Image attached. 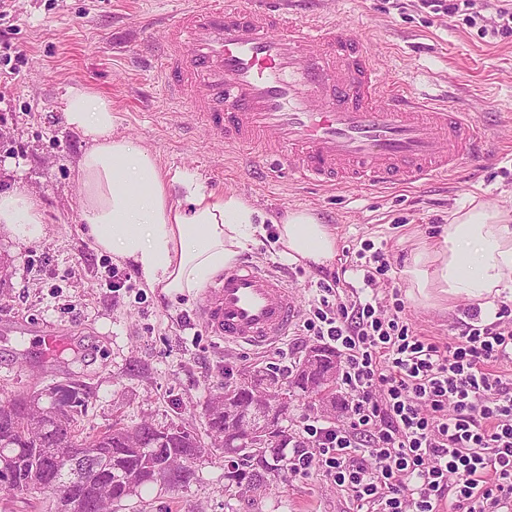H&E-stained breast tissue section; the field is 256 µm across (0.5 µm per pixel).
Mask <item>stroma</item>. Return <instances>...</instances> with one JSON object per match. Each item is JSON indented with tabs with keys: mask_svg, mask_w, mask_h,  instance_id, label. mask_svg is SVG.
I'll return each instance as SVG.
<instances>
[{
	"mask_svg": "<svg viewBox=\"0 0 512 512\" xmlns=\"http://www.w3.org/2000/svg\"><path fill=\"white\" fill-rule=\"evenodd\" d=\"M184 2L6 0L0 15V193L30 190L45 215L36 241L0 224V256L9 261L0 278V399L77 382L85 392L78 426L87 435L115 422L204 433L212 394L241 372L292 377L316 340L292 332L265 350L221 342L197 317L203 295L162 297L126 262L97 250L76 181L87 143L63 118L68 88L110 100L115 132L149 148L164 169L275 215L310 209L334 229L338 250L374 244L400 287L411 252L438 239L449 211L473 201L512 210V39L479 38L461 17L430 16L417 0H323L326 16L368 35L387 79L447 94L449 104L486 114L498 134L496 157L464 163L447 180L324 192L284 171L259 181L262 156L225 146L187 105L167 101L157 74L142 68L138 49L161 41L165 20ZM275 240L267 235L241 257L276 269L308 312L320 277L283 258ZM403 299L408 323L430 341L459 333L467 300L435 308L408 293ZM49 324L67 340L50 361L40 351ZM224 464L223 449H210L189 484L146 488L115 512H352L319 465L302 475L282 471L255 499L225 489Z\"/></svg>",
	"mask_w": 512,
	"mask_h": 512,
	"instance_id": "1",
	"label": "stroma"
}]
</instances>
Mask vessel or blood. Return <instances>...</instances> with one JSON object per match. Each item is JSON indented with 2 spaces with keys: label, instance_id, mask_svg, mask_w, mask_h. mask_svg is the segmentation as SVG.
<instances>
[{
  "label": "vessel or blood",
  "instance_id": "1",
  "mask_svg": "<svg viewBox=\"0 0 512 512\" xmlns=\"http://www.w3.org/2000/svg\"><path fill=\"white\" fill-rule=\"evenodd\" d=\"M314 0H191L164 26L158 66L167 97L224 143L328 189L442 177L490 156L489 127L417 87L389 85L367 37ZM300 307L280 275L242 262L207 289L200 319L227 343L263 348L287 336Z\"/></svg>",
  "mask_w": 512,
  "mask_h": 512
}]
</instances>
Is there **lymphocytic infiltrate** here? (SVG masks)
<instances>
[{"label": "lymphocytic infiltrate", "instance_id": "f902f5d3", "mask_svg": "<svg viewBox=\"0 0 512 512\" xmlns=\"http://www.w3.org/2000/svg\"><path fill=\"white\" fill-rule=\"evenodd\" d=\"M435 15H464L479 37L512 38V0H420ZM383 253L357 251L299 329L344 359L346 422L308 419L288 468L319 463L356 512H512V302L493 315L464 309L458 337L437 345L403 318L400 288H378ZM362 276L350 286L346 272Z\"/></svg>", "mask_w": 512, "mask_h": 512}]
</instances>
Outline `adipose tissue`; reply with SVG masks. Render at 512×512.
I'll use <instances>...</instances> for the list:
<instances>
[{
    "instance_id": "obj_1",
    "label": "adipose tissue",
    "mask_w": 512,
    "mask_h": 512,
    "mask_svg": "<svg viewBox=\"0 0 512 512\" xmlns=\"http://www.w3.org/2000/svg\"><path fill=\"white\" fill-rule=\"evenodd\" d=\"M64 118L88 142L78 172L82 215L97 249L129 262L151 290L170 299L199 293L265 236L267 215L242 195L169 173L139 142L116 134L108 100L69 88ZM177 184L184 197H175ZM43 222L29 193H0L1 224L37 240ZM275 227L290 261L320 270L335 260L336 234L313 211L290 210ZM403 273L425 302L512 292V213L482 202L454 210L438 244L415 249Z\"/></svg>"
}]
</instances>
